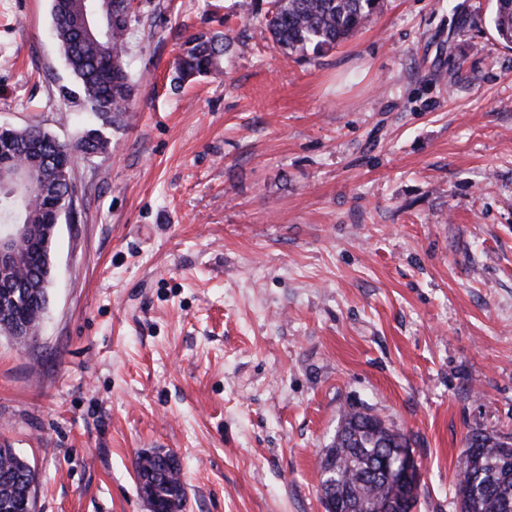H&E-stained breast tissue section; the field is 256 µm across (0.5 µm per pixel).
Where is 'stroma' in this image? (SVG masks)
<instances>
[{
	"mask_svg": "<svg viewBox=\"0 0 512 512\" xmlns=\"http://www.w3.org/2000/svg\"><path fill=\"white\" fill-rule=\"evenodd\" d=\"M258 0H134V88L77 158L36 340L0 335V446L36 512H147L134 461L175 453L186 512H324L348 406L405 433L417 512H460V458L512 434V44L495 0H384L322 56ZM232 42L185 85L193 35ZM51 0H0V126L92 122ZM491 22L500 40L512 44V0H495Z\"/></svg>",
	"mask_w": 512,
	"mask_h": 512,
	"instance_id": "35a3bbf8",
	"label": "stroma"
}]
</instances>
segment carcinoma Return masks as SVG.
Listing matches in <instances>:
<instances>
[{
  "label": "carcinoma",
  "mask_w": 512,
  "mask_h": 512,
  "mask_svg": "<svg viewBox=\"0 0 512 512\" xmlns=\"http://www.w3.org/2000/svg\"><path fill=\"white\" fill-rule=\"evenodd\" d=\"M381 0H270L266 22L274 43L283 50L319 56L372 21ZM53 31L59 48L82 93L86 110L101 123L114 125L129 111L133 85L124 63L130 33L131 4L124 0H53ZM90 19L96 34H85L82 23ZM491 22L500 40L512 44V0H496ZM180 58L173 81L184 82L221 68L229 45L219 35L200 34ZM100 129L87 128L77 142H61L34 126L0 127V236L8 224L40 227L54 222L56 205L75 195L72 177L77 153L108 149ZM45 156L47 163L29 187L16 179L19 158ZM35 254L19 246L12 272L23 283L19 292L0 291V334L13 321H25L31 335L38 334L43 291L34 276ZM410 446L406 434L381 415L355 407L344 411L340 424L319 463V472H333L335 485L323 489L336 501L348 499L368 509L400 494L384 474L378 472L380 458H389L397 448ZM163 452L139 455L134 468L139 476H150L148 494L167 512H184L187 494L177 497L179 472L163 466ZM31 473L29 463L12 448H0V512H15L20 492ZM461 512H512V437L474 432L467 439L461 458L458 489Z\"/></svg>",
  "instance_id": "cac0c4a2"
}]
</instances>
